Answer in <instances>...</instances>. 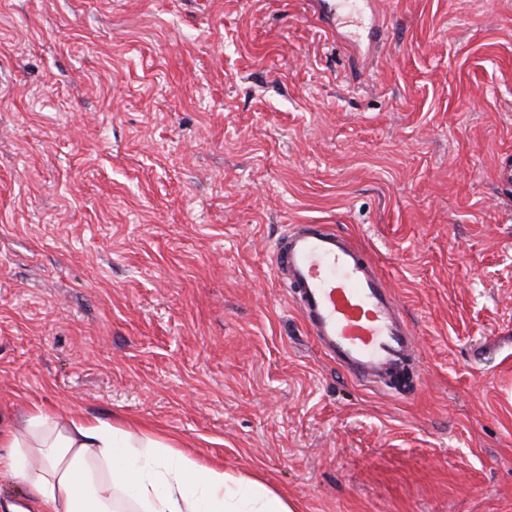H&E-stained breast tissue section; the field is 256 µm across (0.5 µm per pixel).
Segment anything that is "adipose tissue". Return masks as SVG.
Listing matches in <instances>:
<instances>
[{"instance_id":"1","label":"adipose tissue","mask_w":512,"mask_h":512,"mask_svg":"<svg viewBox=\"0 0 512 512\" xmlns=\"http://www.w3.org/2000/svg\"><path fill=\"white\" fill-rule=\"evenodd\" d=\"M0 477L32 512H295L264 483L202 463L143 431L62 408L0 427Z\"/></svg>"}]
</instances>
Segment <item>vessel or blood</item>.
Listing matches in <instances>:
<instances>
[{
  "mask_svg": "<svg viewBox=\"0 0 512 512\" xmlns=\"http://www.w3.org/2000/svg\"><path fill=\"white\" fill-rule=\"evenodd\" d=\"M272 269L318 349L368 388L391 392L416 360L414 330L355 241L328 224L296 225L276 241Z\"/></svg>",
  "mask_w": 512,
  "mask_h": 512,
  "instance_id": "obj_1",
  "label": "vessel or blood"
}]
</instances>
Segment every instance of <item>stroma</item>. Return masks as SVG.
Wrapping results in <instances>:
<instances>
[{"mask_svg": "<svg viewBox=\"0 0 512 512\" xmlns=\"http://www.w3.org/2000/svg\"><path fill=\"white\" fill-rule=\"evenodd\" d=\"M344 18L0 0V423L142 424L299 512H512V0ZM292 224L386 276L405 394L317 349L271 272Z\"/></svg>", "mask_w": 512, "mask_h": 512, "instance_id": "1", "label": "stroma"}]
</instances>
